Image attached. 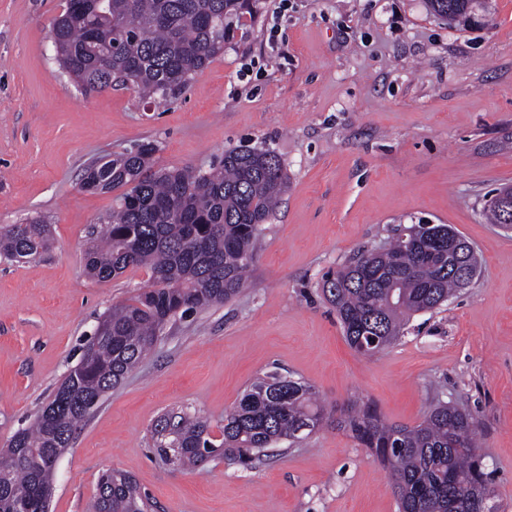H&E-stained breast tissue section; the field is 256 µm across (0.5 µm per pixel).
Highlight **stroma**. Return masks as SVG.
I'll return each mask as SVG.
<instances>
[{
    "mask_svg": "<svg viewBox=\"0 0 512 512\" xmlns=\"http://www.w3.org/2000/svg\"><path fill=\"white\" fill-rule=\"evenodd\" d=\"M63 5L0 0V225L38 218L54 238L41 258L0 260V448L33 422L113 305L151 285L143 269L86 275L88 231L112 208L111 194L81 187L90 163L146 140L166 168L270 147L288 189L238 295L170 321L76 433L50 512H90L112 469L156 512H398L387 469L330 424L248 469L215 459L178 471L155 455L151 429L167 410L220 426L271 371L311 385L331 415L369 402L414 426L436 400L465 407L499 512H512V232L482 215L488 192L512 184V0H474L477 26L438 19L426 0H258L223 54L160 104L131 87L79 91L50 40ZM423 218L467 239L480 275L362 356L321 277Z\"/></svg>",
    "mask_w": 512,
    "mask_h": 512,
    "instance_id": "35a3bbf8",
    "label": "stroma"
}]
</instances>
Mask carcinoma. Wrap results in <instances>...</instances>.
Masks as SVG:
<instances>
[{"mask_svg":"<svg viewBox=\"0 0 512 512\" xmlns=\"http://www.w3.org/2000/svg\"><path fill=\"white\" fill-rule=\"evenodd\" d=\"M448 23L472 19L473 0H427ZM256 8L254 0H66L55 19L57 59L86 94L133 85L147 102L181 94L192 76L224 53L233 23ZM158 146L102 158L85 170L82 188L116 189L104 228L85 251L89 277L107 281L128 268L150 272L152 285L104 317V333L91 338L80 361L33 423L0 448V512H45L57 453L154 348L178 315L221 305L236 296L254 258L260 226L268 223L288 188L275 151L240 145L224 151L206 171L157 168ZM512 207V185L488 194L483 213L493 224ZM54 247L40 219L0 226V258L36 259ZM477 274L476 255L448 247L446 224H399L390 241L357 252L321 278L349 345L372 356L403 335L414 314L448 302L461 290L458 271ZM327 421L313 388L272 374L254 382L224 412L221 438L210 422L169 410L152 430L165 462L203 466L214 457L250 467L304 425ZM388 469L399 512H498L470 411L437 402L415 426L386 423L363 403L336 418ZM149 498L129 475L112 470L98 480V512H146Z\"/></svg>","mask_w":512,"mask_h":512,"instance_id":"cac0c4a2","label":"carcinoma"}]
</instances>
